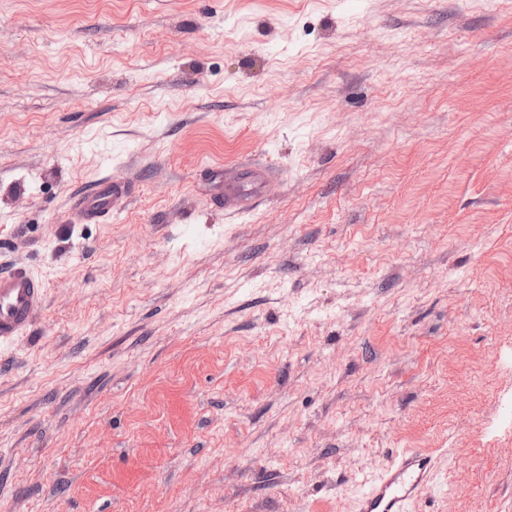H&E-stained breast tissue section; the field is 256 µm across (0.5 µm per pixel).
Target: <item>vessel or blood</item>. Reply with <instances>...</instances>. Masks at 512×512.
<instances>
[{
	"label": "vessel or blood",
	"mask_w": 512,
	"mask_h": 512,
	"mask_svg": "<svg viewBox=\"0 0 512 512\" xmlns=\"http://www.w3.org/2000/svg\"><path fill=\"white\" fill-rule=\"evenodd\" d=\"M131 193L121 181L101 180L81 193L72 210L76 223L101 221L120 199ZM44 284L26 267L0 273V348L14 344L39 316L44 305ZM432 456L413 448L392 452L388 464L368 483L357 500V512H408L420 492L433 482Z\"/></svg>",
	"instance_id": "vessel-or-blood-1"
}]
</instances>
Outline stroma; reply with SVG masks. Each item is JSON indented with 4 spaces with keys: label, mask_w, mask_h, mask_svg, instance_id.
Masks as SVG:
<instances>
[{
    "label": "stroma",
    "mask_w": 512,
    "mask_h": 512,
    "mask_svg": "<svg viewBox=\"0 0 512 512\" xmlns=\"http://www.w3.org/2000/svg\"><path fill=\"white\" fill-rule=\"evenodd\" d=\"M16 264L0 512H512V0H0ZM130 193L131 186L126 181L102 179L92 189L79 195L71 219L75 223L101 221L114 210L117 201L128 197ZM44 284L25 266L0 273V350L14 344L44 305ZM435 475L432 456L414 448H400L391 453L388 464L361 492L357 512H408Z\"/></svg>",
    "instance_id": "1"
}]
</instances>
